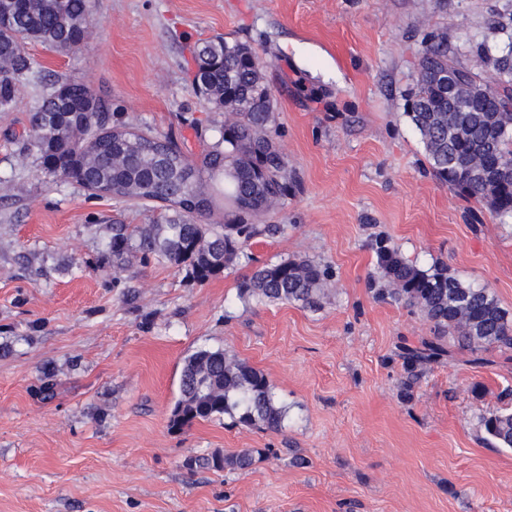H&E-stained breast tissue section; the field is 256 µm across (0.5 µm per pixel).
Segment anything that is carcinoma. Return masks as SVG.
Wrapping results in <instances>:
<instances>
[{
  "label": "carcinoma",
  "mask_w": 512,
  "mask_h": 512,
  "mask_svg": "<svg viewBox=\"0 0 512 512\" xmlns=\"http://www.w3.org/2000/svg\"><path fill=\"white\" fill-rule=\"evenodd\" d=\"M89 21V0H24L12 4L11 20L0 28V112L12 106L17 77L35 61L24 50L38 42L55 51L80 49ZM494 55L500 83L484 98H448L438 73H453L475 88L478 75L459 63L448 39L423 32L415 89L405 98V116L420 135L433 175L467 200H475L500 219L512 220V112H494L512 101V39L500 46L474 44ZM193 87L207 102L227 111L218 138L193 159L172 137L112 123L106 102L75 81L50 85L31 117L23 154L34 156L47 172L73 180L94 196L152 204L164 210L153 224H114L107 251L112 266L124 269L132 255L182 269L204 284L248 258L250 241L272 237L279 224H259L270 208L298 189L288 159L271 135L273 100L262 63L252 47L221 37L197 42ZM223 178L224 223L210 224L212 180ZM376 298L419 310L433 336L404 354L408 389L417 368L439 362L444 341L475 355L497 348L512 350V312L490 289L476 287L437 264L422 270L404 261L386 240L375 244ZM329 280L328 270L303 259H283L255 269L239 286L242 299L317 309ZM239 412L240 424L275 429L286 416L266 375L224 350L201 348L183 364L179 398L168 427L181 431L197 422ZM482 426L498 448H512V411L483 417ZM253 451L214 454L204 464L216 470H245Z\"/></svg>",
  "instance_id": "cac0c4a2"
}]
</instances>
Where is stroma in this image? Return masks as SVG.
Wrapping results in <instances>:
<instances>
[{
  "label": "stroma",
  "instance_id": "obj_1",
  "mask_svg": "<svg viewBox=\"0 0 512 512\" xmlns=\"http://www.w3.org/2000/svg\"><path fill=\"white\" fill-rule=\"evenodd\" d=\"M90 13L80 50L28 44L35 66L0 112V512H512V449L481 425L507 405L512 351L478 366L451 347L401 390L398 346L430 327L369 289L381 235L512 311V223L432 176L404 114L422 31L492 75L464 43L511 37L512 0H90ZM218 36L266 62L275 142L300 188L261 221L284 230L204 284L136 257L114 272L113 224L156 211L21 162L31 114L72 79L115 122L200 155L224 113L194 90L190 48ZM284 258L330 267L320 310L240 298L254 265ZM202 348L266 375L281 428L226 415L169 430L183 361ZM250 448L262 455L245 472L196 464Z\"/></svg>",
  "mask_w": 512,
  "mask_h": 512
}]
</instances>
